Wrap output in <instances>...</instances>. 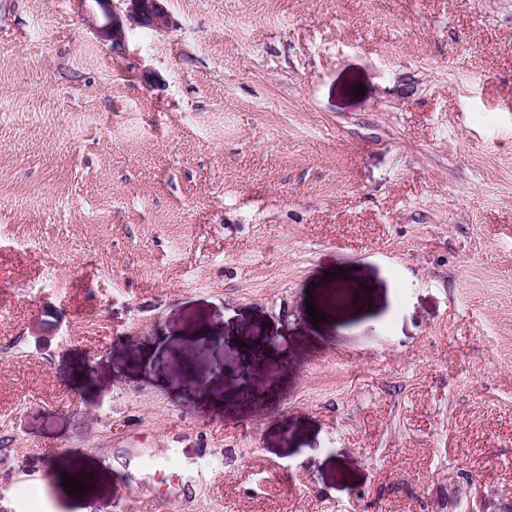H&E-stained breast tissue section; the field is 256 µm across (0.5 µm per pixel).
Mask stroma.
Masks as SVG:
<instances>
[{
	"instance_id": "35a3bbf8",
	"label": "stroma",
	"mask_w": 512,
	"mask_h": 512,
	"mask_svg": "<svg viewBox=\"0 0 512 512\" xmlns=\"http://www.w3.org/2000/svg\"><path fill=\"white\" fill-rule=\"evenodd\" d=\"M166 6L0 0V512H512V0ZM112 0H96L105 15V23L95 30L99 38L112 43V48L125 45L127 33L134 27H144L156 31H166L174 22L166 10L165 0H123L127 7L123 15L112 14L108 8Z\"/></svg>"
}]
</instances>
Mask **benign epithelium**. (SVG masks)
<instances>
[{
    "instance_id": "obj_1",
    "label": "benign epithelium",
    "mask_w": 512,
    "mask_h": 512,
    "mask_svg": "<svg viewBox=\"0 0 512 512\" xmlns=\"http://www.w3.org/2000/svg\"><path fill=\"white\" fill-rule=\"evenodd\" d=\"M105 15V23L96 28L99 38L119 48L125 45L127 33L135 27L166 31L174 22L164 6V0H124L127 7L123 14L110 12V0H95Z\"/></svg>"
}]
</instances>
